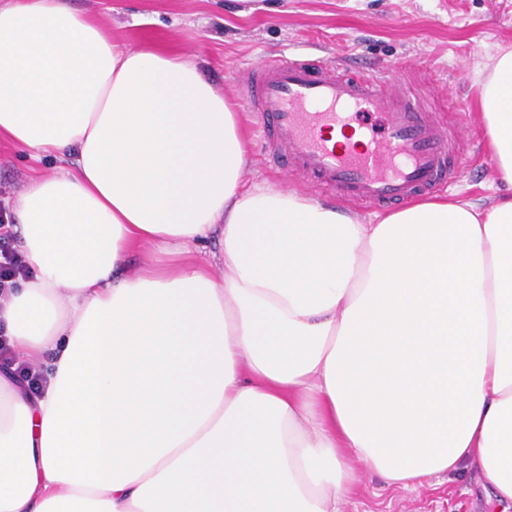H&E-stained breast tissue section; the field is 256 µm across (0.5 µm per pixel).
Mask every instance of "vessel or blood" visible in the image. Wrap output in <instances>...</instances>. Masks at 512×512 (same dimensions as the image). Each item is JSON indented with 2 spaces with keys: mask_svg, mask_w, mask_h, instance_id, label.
<instances>
[{
  "mask_svg": "<svg viewBox=\"0 0 512 512\" xmlns=\"http://www.w3.org/2000/svg\"><path fill=\"white\" fill-rule=\"evenodd\" d=\"M241 105L252 112L272 161L347 204L398 205L456 178L454 126L412 91L390 87L382 70L353 77L340 66L270 58L252 70ZM383 129L375 131L371 120ZM357 128L360 142L329 145L328 128Z\"/></svg>",
  "mask_w": 512,
  "mask_h": 512,
  "instance_id": "obj_1",
  "label": "vessel or blood"
}]
</instances>
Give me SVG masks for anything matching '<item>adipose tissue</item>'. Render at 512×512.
<instances>
[{"label": "adipose tissue", "instance_id": "ef3b65f1", "mask_svg": "<svg viewBox=\"0 0 512 512\" xmlns=\"http://www.w3.org/2000/svg\"><path fill=\"white\" fill-rule=\"evenodd\" d=\"M481 103L496 200L364 224L245 187L238 112L176 50L0 0V137L59 162L13 204L0 323L46 384L0 372V512H340L366 472L512 512V50ZM8 235L7 230L0 234V291L6 287L8 281L13 282L18 277L27 276L24 259L14 247L10 246L11 239Z\"/></svg>", "mask_w": 512, "mask_h": 512}]
</instances>
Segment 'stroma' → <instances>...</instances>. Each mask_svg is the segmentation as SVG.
I'll return each instance as SVG.
<instances>
[{"mask_svg": "<svg viewBox=\"0 0 512 512\" xmlns=\"http://www.w3.org/2000/svg\"><path fill=\"white\" fill-rule=\"evenodd\" d=\"M95 18L122 47L146 42L177 48L197 63L230 101L252 68L270 57L307 62L340 60L347 73L389 65L394 88L420 92L436 115L450 113L468 160L446 194L480 205L500 189L484 130L471 117L480 109L482 71L500 50L512 49V0H70ZM469 112H450L452 100ZM249 183L314 194L310 186L273 166L264 144L249 140ZM52 162L22 152L0 138V212L30 176L49 174ZM343 512H488L484 493L470 474L439 476L431 484L396 490L365 474L345 497Z\"/></svg>", "mask_w": 512, "mask_h": 512, "instance_id": "1", "label": "stroma"}]
</instances>
